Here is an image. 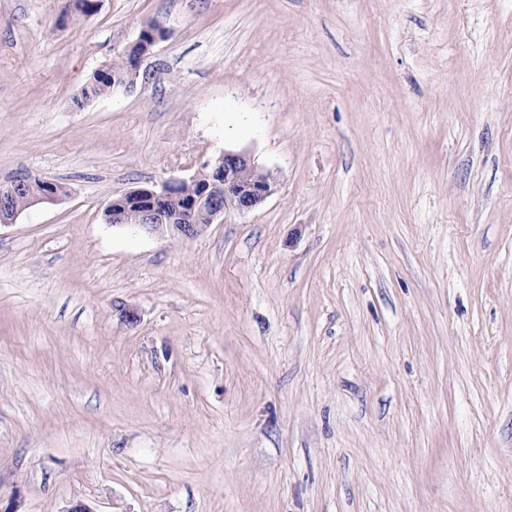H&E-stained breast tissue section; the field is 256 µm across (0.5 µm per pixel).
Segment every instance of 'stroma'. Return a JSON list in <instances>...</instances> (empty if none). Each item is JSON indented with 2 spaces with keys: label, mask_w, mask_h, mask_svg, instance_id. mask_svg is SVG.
Segmentation results:
<instances>
[{
  "label": "stroma",
  "mask_w": 512,
  "mask_h": 512,
  "mask_svg": "<svg viewBox=\"0 0 512 512\" xmlns=\"http://www.w3.org/2000/svg\"><path fill=\"white\" fill-rule=\"evenodd\" d=\"M152 21L147 79L83 98ZM226 150L254 210L106 221ZM28 174L70 193L0 227L18 512H512V0H0Z\"/></svg>",
  "instance_id": "obj_1"
}]
</instances>
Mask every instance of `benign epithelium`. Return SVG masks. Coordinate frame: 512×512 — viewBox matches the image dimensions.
I'll list each match as a JSON object with an SVG mask.
<instances>
[{
	"label": "benign epithelium",
	"instance_id": "obj_1",
	"mask_svg": "<svg viewBox=\"0 0 512 512\" xmlns=\"http://www.w3.org/2000/svg\"><path fill=\"white\" fill-rule=\"evenodd\" d=\"M193 181L201 191L191 201L173 209L166 203L179 197L182 180L170 178L159 186L137 188L112 196L105 212L114 224L134 225L148 233H165L192 239L230 211L249 212L275 191L273 178L256 169L248 155L226 151L205 163ZM68 195L60 184L45 181L32 193L33 202L55 201Z\"/></svg>",
	"mask_w": 512,
	"mask_h": 512
}]
</instances>
